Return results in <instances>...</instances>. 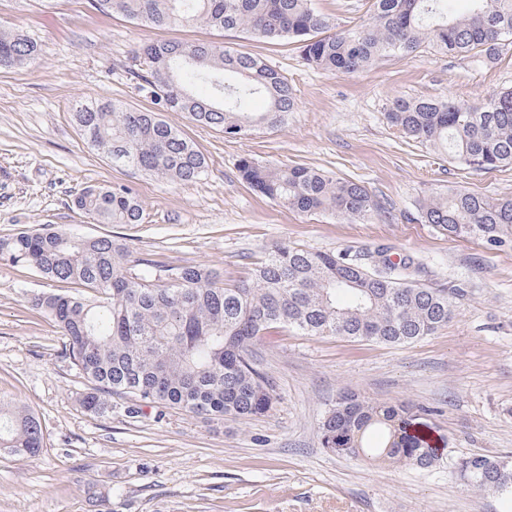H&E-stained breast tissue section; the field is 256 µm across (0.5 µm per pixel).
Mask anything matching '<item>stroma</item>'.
I'll return each mask as SVG.
<instances>
[{
	"instance_id": "stroma-1",
	"label": "stroma",
	"mask_w": 512,
	"mask_h": 512,
	"mask_svg": "<svg viewBox=\"0 0 512 512\" xmlns=\"http://www.w3.org/2000/svg\"><path fill=\"white\" fill-rule=\"evenodd\" d=\"M15 26L41 55L0 71V239L45 225L110 236L134 253L205 266L228 281L247 277L280 242L336 254L384 250L419 263L418 283L462 294L446 327L410 345L264 337L254 356L277 394L264 415L131 414L134 398L116 397L100 416L80 409L85 381L64 356L59 329L31 303L67 284L0 258V401L35 412L46 427L39 456L0 453V512H502L499 498L474 490L455 463L472 453L512 455V249L443 235L422 221L419 205L451 189L512 197V167L475 170L404 142L384 112L398 96L473 104L512 88V45L496 60L430 48L343 73L310 65L296 42L197 26L161 32L101 14L93 0H0V29ZM162 37L262 57L293 85V111L279 127L235 140L166 113L208 161L195 182L112 163L83 137L72 109L88 97L151 108L137 51ZM244 157L358 182L385 213L358 224L283 207L243 180ZM113 184L134 189L142 223L99 224L72 209L83 187ZM347 390L412 405L445 439L443 461L421 471L322 448V418Z\"/></svg>"
}]
</instances>
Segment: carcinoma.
<instances>
[{
	"label": "carcinoma",
	"mask_w": 512,
	"mask_h": 512,
	"mask_svg": "<svg viewBox=\"0 0 512 512\" xmlns=\"http://www.w3.org/2000/svg\"><path fill=\"white\" fill-rule=\"evenodd\" d=\"M105 14L121 15L163 31L175 25L242 29L266 41L302 44L306 60L334 71L356 72L381 57L409 55L426 45L449 55L476 52L492 59L512 40V0H372L370 18L335 32L314 0H95ZM35 40L0 31V69L34 59ZM143 90L159 111L133 110L116 101L75 107V123L92 146L116 163L173 183L207 172L205 157L166 121H189L236 139L284 123L295 90L278 70L249 53L212 42L156 40L141 49ZM262 97L267 107L251 109ZM404 137L482 170L512 165V90L479 104L398 97L386 112ZM243 179L282 206L328 212L367 224L381 205L355 182L303 166L240 160ZM72 206L99 224H141L143 207L126 185L88 186ZM421 217L450 237L512 248V198L489 199L463 189L422 202ZM0 257L28 266L51 281L73 284L74 294L43 293L37 310L66 339V356L87 383L79 398L86 412H112V396L149 407L177 409L213 420L249 419L276 400L256 365L252 347L273 329L301 336H334L385 345L431 336L453 314L446 288L413 283L412 258L358 257L277 244L233 284L200 265L166 266L136 255L109 237H83L52 228L23 229L0 242ZM417 414L404 403L341 394L323 418L322 447L379 464L429 469L443 449L418 433ZM39 417L0 403V450L35 457L43 448ZM458 470L478 491L498 494L512 509V457L472 454Z\"/></svg>",
	"instance_id": "carcinoma-1"
}]
</instances>
